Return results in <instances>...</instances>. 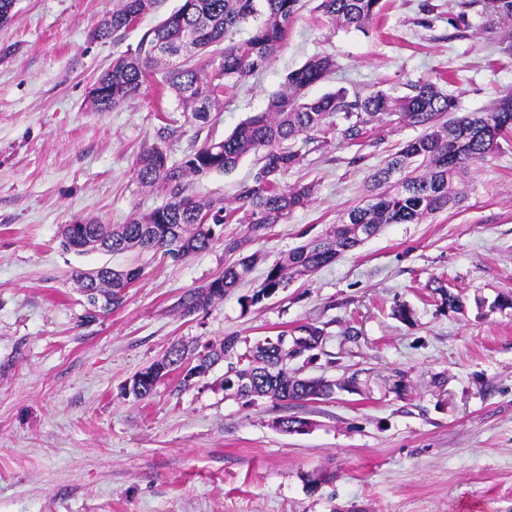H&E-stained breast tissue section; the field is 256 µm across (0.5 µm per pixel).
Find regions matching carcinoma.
<instances>
[{"instance_id":"1","label":"carcinoma","mask_w":512,"mask_h":512,"mask_svg":"<svg viewBox=\"0 0 512 512\" xmlns=\"http://www.w3.org/2000/svg\"><path fill=\"white\" fill-rule=\"evenodd\" d=\"M314 11L331 24L340 23L359 31L369 30L380 14L381 0H315ZM490 21L512 23V0H482ZM160 0H117L96 37L109 36L136 24L155 12ZM307 6L305 0H183V3L147 31L136 48L112 61L90 91L99 112L118 108L154 82L161 90L173 89L185 112L202 123L211 107L224 94L228 82L242 81L263 70L288 40L293 22ZM248 37L236 41L243 27ZM208 57V67L191 60ZM336 68L329 54L315 55L291 71L283 88L273 93L266 109L239 124L221 140L205 139L178 163L170 162L162 143L176 130L165 124L158 129L159 142L137 154L135 178L144 187L165 192V201L147 214L135 215L125 224H102L83 218L66 224L61 233L64 250L85 253L83 246L111 254L149 252L154 257L180 261L209 249L222 235L224 225H246L245 236L231 243L240 249L248 241L267 236L288 213L306 204L308 187H289L283 178L299 164L301 154L291 147L299 136L314 143L339 135L351 143L363 138L367 125L395 117L424 128L371 176L376 192L351 209L339 223L305 240L286 257L269 266L259 288L248 299L255 306L288 287L293 276L312 274L338 257L359 248L387 224H420L440 212L460 206L465 196L453 182L472 165L493 156L500 140L512 136V90L504 91L488 108L442 121L455 107L454 98L436 81L411 85V94L395 97L383 90L363 94L341 87L312 98L310 86ZM257 156L258 168L237 195L240 206L231 209L224 199L198 201L190 193L191 181L213 172H229L246 156ZM258 255L241 257L224 268L222 275L187 291L177 304L190 316L240 287L253 271ZM142 268L108 266L81 271L78 280L92 294L86 296L88 317L119 308ZM429 287L452 311L462 307L461 297L447 283L434 279ZM299 335L287 343L288 332L276 340L258 342L242 354L235 353L239 339L226 336L205 354L177 343L165 356L136 373L125 390L139 399L148 397L156 385L174 376L188 386L215 364L227 362L224 389L239 398H269L274 401L325 399L336 390L354 388L351 379L328 380L304 377L288 369V359L318 350L324 330L314 324L295 327Z\"/></svg>"}]
</instances>
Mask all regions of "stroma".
Segmentation results:
<instances>
[{
    "mask_svg": "<svg viewBox=\"0 0 512 512\" xmlns=\"http://www.w3.org/2000/svg\"><path fill=\"white\" fill-rule=\"evenodd\" d=\"M114 4L18 0L0 28V512H512V307L494 304L512 296V144L473 165L461 208L388 225L252 307L245 298L266 268L338 223L420 128L380 122L360 142L317 149L296 141L303 158L285 180L312 186L311 200L241 252L227 245L242 224L178 263L59 247L63 225L79 218L123 224L162 203L133 172L162 118L181 160L264 110L288 72L318 54L336 69L309 96L342 86L402 96L449 74L462 116L512 89L504 28L477 0H382L366 34L306 10L268 66L228 86L203 125L154 86L112 111L92 108L100 74L180 0L95 39ZM254 169L247 156L193 192L235 201ZM245 252L259 256L245 284L180 314L184 292ZM131 264L143 273L122 306L89 320L76 272ZM435 278L461 294L463 311L441 308ZM401 306L410 320L396 317ZM305 323L324 329L323 345L289 368L353 379V391L250 404L225 391L220 363L186 387L164 380L144 400L124 392L174 343L200 351L234 334L246 347ZM290 416L306 430L282 432Z\"/></svg>",
    "mask_w": 512,
    "mask_h": 512,
    "instance_id": "1",
    "label": "stroma"
}]
</instances>
